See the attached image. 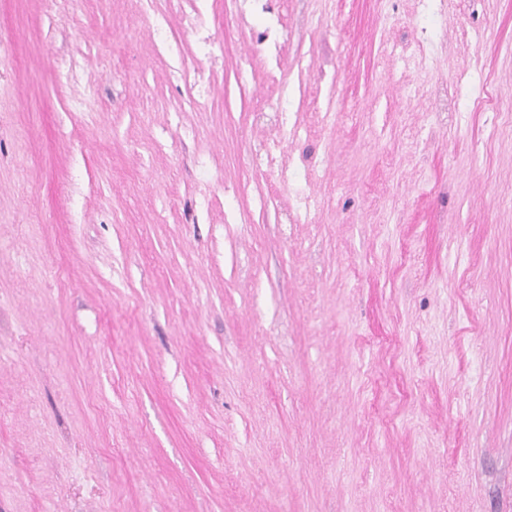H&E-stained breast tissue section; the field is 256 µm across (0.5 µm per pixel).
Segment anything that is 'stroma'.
I'll return each mask as SVG.
<instances>
[{
  "mask_svg": "<svg viewBox=\"0 0 512 512\" xmlns=\"http://www.w3.org/2000/svg\"><path fill=\"white\" fill-rule=\"evenodd\" d=\"M266 8L0 0V512H512V0ZM137 11L145 24L153 29L158 39V49L167 53L172 59V78L182 83L186 91L194 96H201L211 87L210 74L206 75L198 62L206 58L213 61L212 46L214 36L205 34L206 16L212 11V0H166L165 7L153 0H136ZM180 12L188 27L203 32L198 39L197 51L189 61L181 45L174 36L170 17ZM284 27V19L281 16H272L268 19L262 36L256 38L257 55L265 56L271 64H278L279 42L277 35Z\"/></svg>",
  "mask_w": 512,
  "mask_h": 512,
  "instance_id": "35a3bbf8",
  "label": "stroma"
}]
</instances>
